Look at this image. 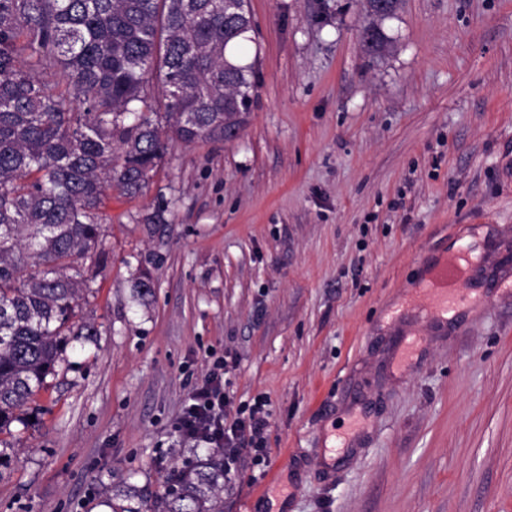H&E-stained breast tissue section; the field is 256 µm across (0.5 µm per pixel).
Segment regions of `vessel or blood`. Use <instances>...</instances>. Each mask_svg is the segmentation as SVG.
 <instances>
[{"mask_svg": "<svg viewBox=\"0 0 512 512\" xmlns=\"http://www.w3.org/2000/svg\"><path fill=\"white\" fill-rule=\"evenodd\" d=\"M473 263L471 250L465 248L430 263L428 278L412 301L421 320L419 335L433 333L447 324L449 312L466 298Z\"/></svg>", "mask_w": 512, "mask_h": 512, "instance_id": "1", "label": "vessel or blood"}]
</instances>
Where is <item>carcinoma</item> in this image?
I'll use <instances>...</instances> for the list:
<instances>
[{"label":"carcinoma","instance_id":"carcinoma-1","mask_svg":"<svg viewBox=\"0 0 512 512\" xmlns=\"http://www.w3.org/2000/svg\"><path fill=\"white\" fill-rule=\"evenodd\" d=\"M365 0L394 17L401 0ZM249 10L217 0H0V433L23 421L72 336L102 245L107 188L136 196L170 147L224 140L249 109L256 62L242 63ZM364 49L386 50L377 24ZM53 71L54 86L42 78ZM224 469L180 473L162 512H221Z\"/></svg>","mask_w":512,"mask_h":512}]
</instances>
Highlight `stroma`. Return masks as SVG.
Masks as SVG:
<instances>
[{
  "label": "stroma",
  "mask_w": 512,
  "mask_h": 512,
  "mask_svg": "<svg viewBox=\"0 0 512 512\" xmlns=\"http://www.w3.org/2000/svg\"><path fill=\"white\" fill-rule=\"evenodd\" d=\"M249 8L247 121L106 191L98 333L0 444V512H155L210 455L176 424L224 355L270 410L224 512H512V0H402L379 54L361 0ZM470 245L476 297L401 357L421 256ZM361 42L364 49L373 54L385 51L388 46L386 37L374 22H369L364 26L361 33Z\"/></svg>",
  "instance_id": "obj_1"
}]
</instances>
